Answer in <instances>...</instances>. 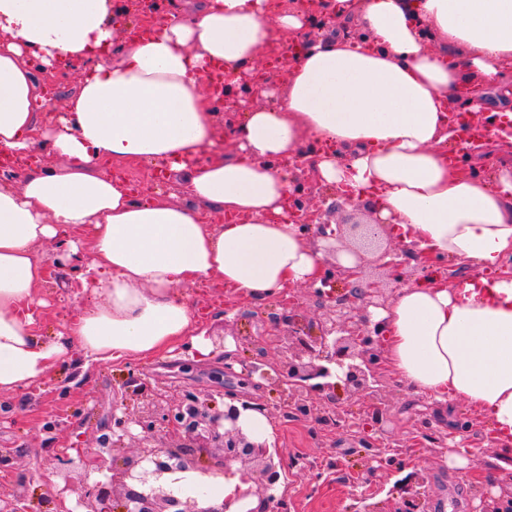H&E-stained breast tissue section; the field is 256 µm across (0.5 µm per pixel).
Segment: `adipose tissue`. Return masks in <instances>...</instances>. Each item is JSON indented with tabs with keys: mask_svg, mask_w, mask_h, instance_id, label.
<instances>
[{
	"mask_svg": "<svg viewBox=\"0 0 512 512\" xmlns=\"http://www.w3.org/2000/svg\"><path fill=\"white\" fill-rule=\"evenodd\" d=\"M339 22L290 63L278 89L252 86L254 103L217 140L218 97L208 74L248 81L271 48L315 23L285 0H201L160 14L129 39L118 0H0V152L24 159L41 125L35 69L87 67L51 137L53 161L0 184V394L15 393L79 353L110 363L177 347L193 361L215 348L183 287L218 279L250 302L319 277L324 254L288 208L307 153L324 186L349 195L388 237L433 258L495 272L491 288L428 275L371 312L381 323L386 369L431 401L457 400L489 425L512 456V167L494 184L448 165L463 138L448 113L512 124L501 96L512 73V0H329ZM138 160L183 173L179 191L136 199L102 162ZM79 268L93 302L42 334L46 280L41 246ZM181 499L230 512L244 475H174Z\"/></svg>",
	"mask_w": 512,
	"mask_h": 512,
	"instance_id": "adipose-tissue-1",
	"label": "adipose tissue"
}]
</instances>
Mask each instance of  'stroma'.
Segmentation results:
<instances>
[{
  "label": "stroma",
  "instance_id": "35a3bbf8",
  "mask_svg": "<svg viewBox=\"0 0 512 512\" xmlns=\"http://www.w3.org/2000/svg\"><path fill=\"white\" fill-rule=\"evenodd\" d=\"M81 72L73 66L64 70L37 72L40 84L52 85L56 93L40 103L43 123H51L61 112ZM42 253L48 277L41 295L48 302L43 329L55 335L64 316L74 312L69 285L77 271L63 261L59 248L44 245ZM212 283L186 287L185 295L204 311L206 336L217 341L220 334L238 337L237 355L251 357L245 340L263 335L268 356H278L280 339L272 318L289 305L295 306L305 326L314 328L323 311L309 297L306 288L286 291L281 299L265 303L245 302L234 315L219 312L209 303ZM224 365L195 363L185 352L174 350L147 361L90 364L79 372L65 365L51 369L35 386L17 394H4L6 406L0 412V455L9 456V469H0V496L20 492L39 502V512H48L58 497L78 499L84 486L104 480V473L77 466L76 458L94 446L113 409L141 411L143 404L126 392L129 377L135 376L153 389L172 395L183 387L194 386L210 394L215 405L224 402ZM389 396L387 422L403 444V456L421 470L428 484L427 512H470L475 505L474 485L465 470L448 467V453L420 440L416 433L421 418H428L434 431L463 440L475 466L493 479L497 498H512V469L501 466L498 451L489 442V429L463 404L452 411L442 410L424 396L409 391L394 376L386 378ZM253 400L264 403L276 427L275 443L284 459L300 458L301 468H288L279 491L288 500L291 512H345L350 504L351 475L363 465V450L341 429H321L312 423L293 421L283 416L282 396L267 386L248 387ZM335 459L340 471L326 469L327 459Z\"/></svg>",
  "mask_w": 512,
  "mask_h": 512
}]
</instances>
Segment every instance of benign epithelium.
<instances>
[{"label":"benign epithelium","instance_id":"1","mask_svg":"<svg viewBox=\"0 0 512 512\" xmlns=\"http://www.w3.org/2000/svg\"><path fill=\"white\" fill-rule=\"evenodd\" d=\"M298 223L306 232L325 234L324 212L297 201ZM357 241L351 246L356 259L352 267L337 262L326 269L320 286L309 292L318 305L327 309L318 335L313 336L300 323L297 314L288 309L273 317L274 324L284 331L285 345L275 360L265 355L241 363V372L234 370L236 360H224V376L238 378V384H255L259 378L285 396L287 413L302 420L312 419L324 424L334 417L337 427L357 440L364 448V468L351 484V498L357 503L354 512H377L367 503L368 497L357 488L371 483L376 472L387 470L399 474L406 463L394 455L384 429L387 390L380 323L370 320L369 308L387 305L386 289L368 282L364 290L353 284L348 294L335 296L336 280L347 283L364 277L365 255H372L376 266L388 270L394 278L402 276L397 249L383 245L382 238L370 224H355ZM128 391L143 401V411L131 415L112 411L108 432L96 441L90 452V463L110 473L105 482H97L81 492L80 505L85 512H112L109 507L115 493L123 492L120 512H227L228 505L203 507L195 499L182 500L158 485L166 473L197 472L202 476L228 474L234 470L246 473L250 483L242 496L257 498L256 507L248 512H285L284 498L277 497L285 463L276 444L249 438L238 425L241 411L268 412L266 405L251 401L234 391L224 394L223 408L210 403L209 394L185 386L169 399L161 410L153 409L159 393L136 377L127 382ZM343 389L361 396L369 404L366 416L349 421L338 413L336 390ZM375 426L378 437H366L365 427ZM141 428L135 436L131 426ZM138 442V457L117 465L112 449L124 447L125 441ZM137 482L143 489L131 486ZM426 479L413 470L397 481L403 493L401 501L390 512H423ZM480 499L477 512H512L504 507L485 485L476 487Z\"/></svg>","mask_w":512,"mask_h":512}]
</instances>
